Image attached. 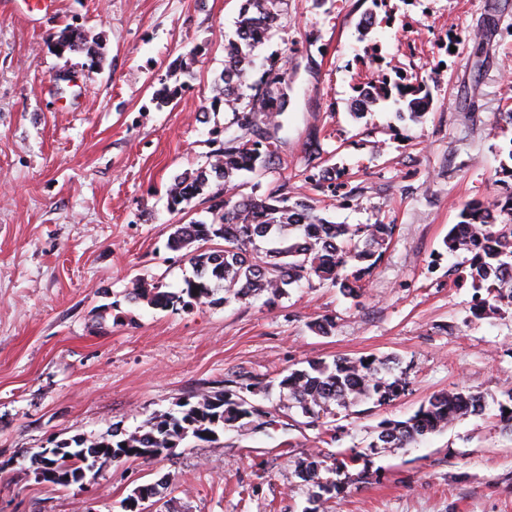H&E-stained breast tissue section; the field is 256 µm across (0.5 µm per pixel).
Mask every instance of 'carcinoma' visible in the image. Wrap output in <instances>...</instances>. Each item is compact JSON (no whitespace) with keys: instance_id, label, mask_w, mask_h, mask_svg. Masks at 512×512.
Returning a JSON list of instances; mask_svg holds the SVG:
<instances>
[{"instance_id":"carcinoma-1","label":"carcinoma","mask_w":512,"mask_h":512,"mask_svg":"<svg viewBox=\"0 0 512 512\" xmlns=\"http://www.w3.org/2000/svg\"><path fill=\"white\" fill-rule=\"evenodd\" d=\"M277 0H247L239 15L235 39L225 45L228 65L224 66V108L232 114L230 125L237 133L224 139L211 151L205 167L174 176L167 188L171 211H183L181 205L204 195L209 202L211 222L192 221L174 225L168 240L172 251L187 250L196 268L193 279L184 282L179 292L152 288L136 279L127 289V301L147 303L155 309H191L201 304L247 302L264 295L265 304L274 306L288 294L287 287L314 278L329 284L353 299L363 294L366 281L381 261L394 234V225L334 224L321 217L314 205L288 192V186L262 197L237 198L236 180L243 171L257 173L271 165L278 153L275 131L277 117L285 111L286 72L270 68L265 78L250 81L251 53L277 25ZM81 28L66 25L57 45L75 51L86 45ZM397 91L408 102L409 118L428 104L429 93L418 84L390 85L373 82L359 90V97L371 96L375 104ZM455 224L443 241L450 253L466 250L472 254L468 276L474 289V301L480 309L512 306V195L505 201L465 204ZM468 224L481 225L483 242L475 246L461 243L457 229ZM215 239L224 245L202 252L197 242ZM387 360L375 356L339 358L333 365L311 363L307 369H294L279 382L283 407L292 406L304 418L309 429L322 428L330 441H336V427L331 419L336 408L348 409L365 399L382 405L403 390L399 381H387L382 371ZM256 384L241 375L224 381L218 391L191 394L178 403V410L157 414L129 431L118 425L98 438L75 435L54 444L49 452L34 453V471H48L45 482L71 488L78 479H95L94 468L107 460H149L172 456L187 438L215 442L226 428L257 430L264 425L268 411L250 402L245 393L254 392ZM483 409L482 397L467 390L454 389L432 396L414 415L403 421L381 422L369 448H406L418 439L435 433L449 423ZM364 455L350 452L332 457L309 454L299 462L298 477L311 488L309 500L320 505L336 497L340 483L321 477V471L349 474ZM169 486L166 478L142 485L120 502L140 498L143 493L160 497Z\"/></svg>"}]
</instances>
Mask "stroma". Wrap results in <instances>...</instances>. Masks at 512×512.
Wrapping results in <instances>:
<instances>
[{
    "label": "stroma",
    "mask_w": 512,
    "mask_h": 512,
    "mask_svg": "<svg viewBox=\"0 0 512 512\" xmlns=\"http://www.w3.org/2000/svg\"><path fill=\"white\" fill-rule=\"evenodd\" d=\"M243 0H58L25 19L0 0V512H121L139 485L170 478L171 512H310L297 475L309 453L357 450L369 476L343 479L329 512H512V306L479 313L460 286L468 253L443 241L470 201L512 195L499 149L512 126V0H280L253 79L286 69L279 163L242 173L237 191L280 186L338 224L394 225L359 302L300 283L276 307L132 305L134 279L176 292L194 275L168 249L174 224L209 220L202 199L167 208L172 178L206 163L232 118L217 98L224 46ZM378 21L362 28L367 12ZM100 44L58 53L65 25ZM189 62L182 75L180 62ZM425 83L419 122L402 102L355 114L357 86L376 76ZM177 89L158 106L155 94ZM334 168L335 190L309 174ZM332 318L322 336L311 322ZM390 358L403 392L336 417V441L278 410V381L308 362ZM244 371L272 423L192 441L176 455L110 462L85 489L38 482L29 458L51 442L132 430ZM481 413L406 448L369 450L380 422L412 416L454 388Z\"/></svg>",
    "instance_id": "stroma-1"
}]
</instances>
